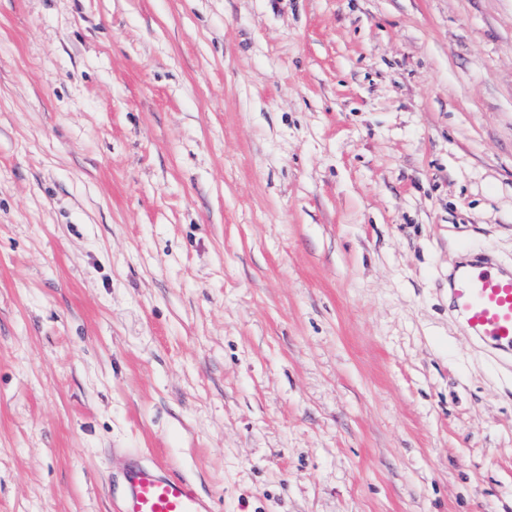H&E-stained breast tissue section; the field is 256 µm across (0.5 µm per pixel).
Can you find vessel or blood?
<instances>
[{
	"label": "vessel or blood",
	"instance_id": "1",
	"mask_svg": "<svg viewBox=\"0 0 512 512\" xmlns=\"http://www.w3.org/2000/svg\"><path fill=\"white\" fill-rule=\"evenodd\" d=\"M448 294L470 335L489 353L512 358V268L466 254L448 276ZM123 481L122 512H216L213 498L136 453L128 456Z\"/></svg>",
	"mask_w": 512,
	"mask_h": 512
}]
</instances>
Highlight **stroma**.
<instances>
[{
	"instance_id": "stroma-1",
	"label": "stroma",
	"mask_w": 512,
	"mask_h": 512,
	"mask_svg": "<svg viewBox=\"0 0 512 512\" xmlns=\"http://www.w3.org/2000/svg\"><path fill=\"white\" fill-rule=\"evenodd\" d=\"M512 0H0V512H512ZM453 311L489 353L512 360V268L468 253L448 275ZM123 512H216L215 500L197 493L184 478L172 476L166 465L128 454L123 473Z\"/></svg>"
}]
</instances>
